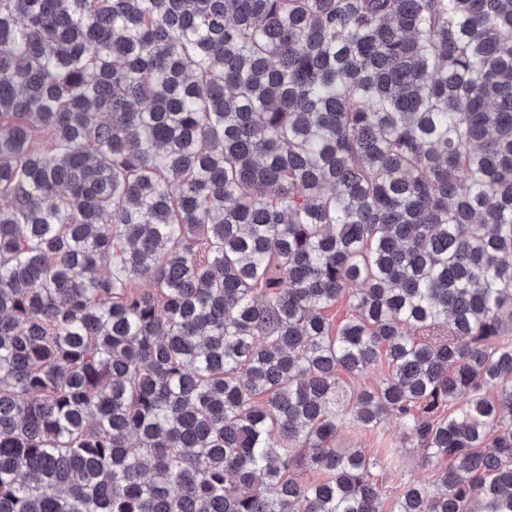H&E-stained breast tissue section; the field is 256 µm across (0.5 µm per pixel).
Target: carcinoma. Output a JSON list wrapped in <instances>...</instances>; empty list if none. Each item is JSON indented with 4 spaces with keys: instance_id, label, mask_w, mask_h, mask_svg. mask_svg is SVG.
I'll return each mask as SVG.
<instances>
[{
    "instance_id": "obj_1",
    "label": "carcinoma",
    "mask_w": 512,
    "mask_h": 512,
    "mask_svg": "<svg viewBox=\"0 0 512 512\" xmlns=\"http://www.w3.org/2000/svg\"><path fill=\"white\" fill-rule=\"evenodd\" d=\"M389 415L512 512V0H0V512H383Z\"/></svg>"
}]
</instances>
